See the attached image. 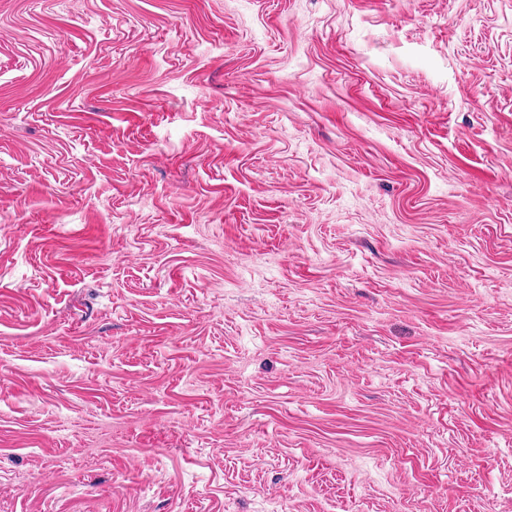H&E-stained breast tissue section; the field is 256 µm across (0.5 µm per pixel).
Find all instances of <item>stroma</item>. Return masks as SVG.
<instances>
[{
    "mask_svg": "<svg viewBox=\"0 0 512 512\" xmlns=\"http://www.w3.org/2000/svg\"><path fill=\"white\" fill-rule=\"evenodd\" d=\"M0 512H512V0H0Z\"/></svg>",
    "mask_w": 512,
    "mask_h": 512,
    "instance_id": "obj_1",
    "label": "stroma"
}]
</instances>
